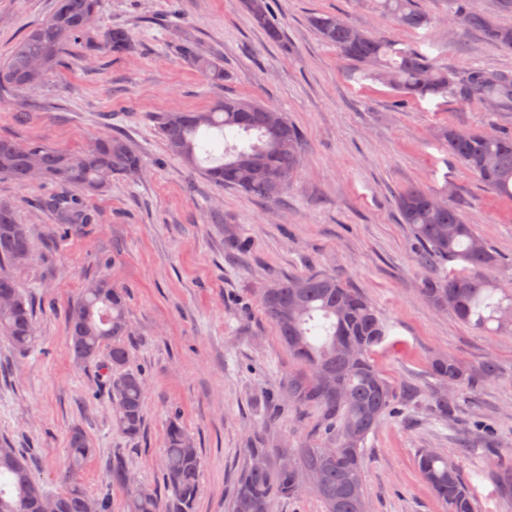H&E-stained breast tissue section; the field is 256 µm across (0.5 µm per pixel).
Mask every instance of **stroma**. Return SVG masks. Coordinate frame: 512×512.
<instances>
[{"instance_id": "35a3bbf8", "label": "stroma", "mask_w": 512, "mask_h": 512, "mask_svg": "<svg viewBox=\"0 0 512 512\" xmlns=\"http://www.w3.org/2000/svg\"><path fill=\"white\" fill-rule=\"evenodd\" d=\"M381 0H269L283 37L271 42L243 0H101L95 23L72 42L57 73L34 90L0 94V136L81 152L103 132L124 133L143 156L137 178H112L84 195L95 219L58 229L40 202L56 187L0 177V201L15 206L36 244L16 270L35 301L37 343L16 351L0 336V439L26 453L43 488L57 492L69 469L68 439L82 427L93 451L76 477L111 512L126 490L110 485L121 456L136 482L165 494L163 442L170 419L186 427L203 459L195 512H224L254 436L304 445L313 408L282 407L296 368L260 303L275 278L330 273L370 299L387 326L376 363L397 393L394 414L370 434L363 470L371 512H449L417 466L436 448L457 465L474 512H512L497 490V466H512V329L479 332L426 302L418 246L395 207L421 186L446 195L502 262L492 275L512 288V200L496 196L448 153L443 127L512 133V111L490 112L454 97L414 101L373 79L321 41L311 17L334 14L361 30L411 46L454 71L512 74V53L478 32H449L452 0H416L430 27L410 30ZM55 0H0V62ZM129 28L132 53L87 59L83 48L109 28ZM192 43L224 64V84L183 59ZM250 97L287 112L306 141L302 168L276 203L208 182L168 153L155 116ZM235 228L249 243L227 242ZM106 278L127 298L130 365L146 384L145 423L126 438L112 417L97 363L74 357L67 312L84 286ZM452 356L470 382L449 391L455 411L438 419L430 362ZM495 364L486 377V364Z\"/></svg>"}]
</instances>
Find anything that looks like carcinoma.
<instances>
[{
  "label": "carcinoma",
  "mask_w": 512,
  "mask_h": 512,
  "mask_svg": "<svg viewBox=\"0 0 512 512\" xmlns=\"http://www.w3.org/2000/svg\"><path fill=\"white\" fill-rule=\"evenodd\" d=\"M455 18L483 38L512 51V27L501 25L495 15L472 9L470 0H455ZM100 0H56L52 15L31 28L0 64V92L33 90L60 66L74 41L96 18ZM383 8L404 28L427 27L431 19L414 0H384ZM252 24L278 42L282 32L275 23L268 0H246ZM311 25L320 37L345 58L372 70L394 90L409 98L451 93L462 105L481 104L493 112L512 110V75L482 68L444 69L426 55L381 35L366 33L334 15L315 16ZM133 49L130 30L114 26L103 39L86 49V56H122ZM181 55L207 73L214 84L224 81L221 64L190 44ZM167 151L185 165L198 166L201 138L209 130L222 137L246 135L237 144L224 146L223 161L204 169L205 177L225 188L274 202L287 191L299 172L297 159L304 154L299 129L282 110L249 98L226 97L217 106L200 112H166L157 119ZM455 129L443 132L448 152L482 184L499 196L512 199V133L469 132L462 140ZM269 173L261 182L253 178L254 165ZM143 158L130 141L107 133L95 138L82 153L24 145L0 138V176L19 185L35 179L49 180L61 188L44 200L55 223L66 229L89 224L91 210L71 189L96 191L114 175L137 177ZM396 207L402 223L410 226L419 249V261L428 269L420 292L435 308L452 314L475 329L491 322L512 324V290L498 284L486 271L498 263L497 255L479 237L473 225L449 203L440 205L436 195L412 187L400 193ZM35 245L14 208L0 203V336L26 353L36 343L33 306L14 279L11 269L30 262ZM463 263L457 269L454 264ZM302 285L293 297L294 283ZM278 293L262 290L261 305L275 325L291 357L301 366L288 373L282 391L295 410L313 407L320 413L316 432L325 438L319 447L270 448L261 437L244 449L245 462L227 512H271L278 498L293 499L306 490L314 492L326 512H358L367 497L362 455L367 437L394 408L396 393L381 376L374 347L386 329L372 303L357 289L333 274H309L277 279ZM72 350L85 363L106 354L109 387L118 429L129 438L140 436L144 422V379L130 366L126 346V298L106 279L88 283L69 309ZM432 376L442 387L465 384L466 371L450 356L435 358ZM164 481L170 496L161 502L153 491L135 487L123 460L112 458L110 481L129 489L127 512H194L200 491L202 459L193 439L177 419L167 427L164 441ZM91 441L76 427L69 437L70 468L78 470L91 454ZM310 475L302 484L288 468V454ZM418 467L450 512H474L472 498L463 486L458 468L442 453L427 449L417 456ZM67 487L57 494L45 492L33 476L30 459L0 441V512H44L52 500L53 512H110L104 497L89 495L82 485L65 478Z\"/></svg>",
  "instance_id": "cac0c4a2"
}]
</instances>
